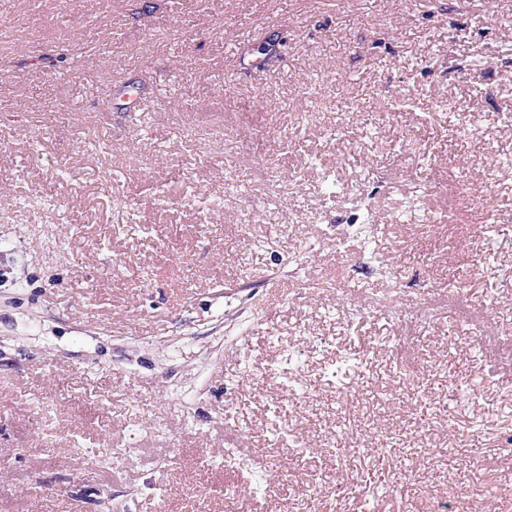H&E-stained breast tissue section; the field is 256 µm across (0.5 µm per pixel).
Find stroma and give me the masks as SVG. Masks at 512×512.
I'll return each instance as SVG.
<instances>
[{"mask_svg": "<svg viewBox=\"0 0 512 512\" xmlns=\"http://www.w3.org/2000/svg\"><path fill=\"white\" fill-rule=\"evenodd\" d=\"M0 269V512L512 491V0H0Z\"/></svg>", "mask_w": 512, "mask_h": 512, "instance_id": "stroma-1", "label": "stroma"}]
</instances>
